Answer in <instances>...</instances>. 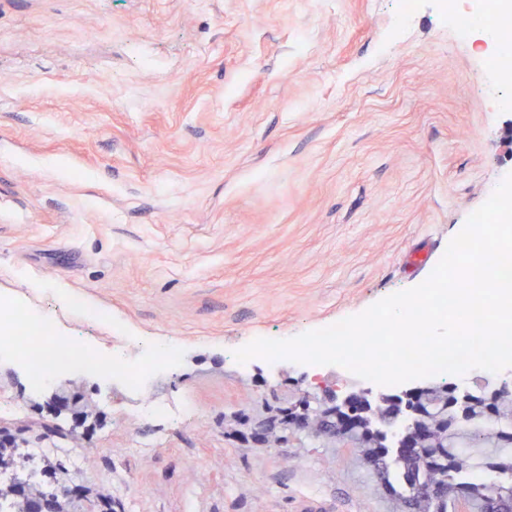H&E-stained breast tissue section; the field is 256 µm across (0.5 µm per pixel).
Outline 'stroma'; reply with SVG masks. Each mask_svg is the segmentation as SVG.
I'll return each instance as SVG.
<instances>
[{"mask_svg":"<svg viewBox=\"0 0 512 512\" xmlns=\"http://www.w3.org/2000/svg\"><path fill=\"white\" fill-rule=\"evenodd\" d=\"M458 22L441 0L408 18L396 0H0V294L107 355L177 343L152 391L198 413L142 420L73 373L55 417L0 356L23 405L0 426L84 448L80 483L123 512H392L355 448L225 433L308 386L303 364L233 352L419 285L512 173V85Z\"/></svg>","mask_w":512,"mask_h":512,"instance_id":"obj_1","label":"stroma"}]
</instances>
